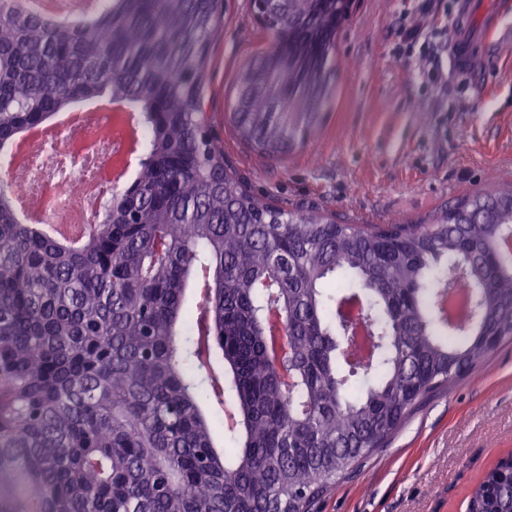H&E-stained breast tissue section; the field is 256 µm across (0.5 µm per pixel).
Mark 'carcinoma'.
<instances>
[{
	"label": "carcinoma",
	"mask_w": 512,
	"mask_h": 512,
	"mask_svg": "<svg viewBox=\"0 0 512 512\" xmlns=\"http://www.w3.org/2000/svg\"><path fill=\"white\" fill-rule=\"evenodd\" d=\"M0 0V161L30 125L107 95L139 114L143 157L92 234L67 245L22 223L0 186V512H310L437 391L512 339V173L429 224H345L285 210L224 170L198 122L216 0H102L67 32ZM309 0L271 25L298 43ZM336 43L313 65L263 55L238 74L240 138L281 158L315 139L336 96ZM202 271L208 293L183 324ZM361 288L328 291L334 279ZM478 298L475 325L440 319L438 289ZM359 299L368 361L341 347L340 306ZM284 314L287 386L267 309ZM224 361L223 391L199 336ZM237 425L217 445L224 396ZM468 512H512V465L490 469Z\"/></svg>",
	"instance_id": "cac0c4a2"
}]
</instances>
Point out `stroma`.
I'll list each match as a JSON object with an SVG mask.
<instances>
[{"instance_id":"stroma-1","label":"stroma","mask_w":512,"mask_h":512,"mask_svg":"<svg viewBox=\"0 0 512 512\" xmlns=\"http://www.w3.org/2000/svg\"><path fill=\"white\" fill-rule=\"evenodd\" d=\"M459 2L353 0L336 53L355 67L339 72L319 137L270 159L239 138L227 114L238 72L271 40L248 0H219L224 33L209 52L205 110L225 166L276 206L361 224L425 222L461 198L499 190L512 170V40L470 71L443 57L439 93L418 49L395 54L408 17L421 20L427 41H452ZM511 453L508 341L418 406L312 512H466L485 473Z\"/></svg>"}]
</instances>
